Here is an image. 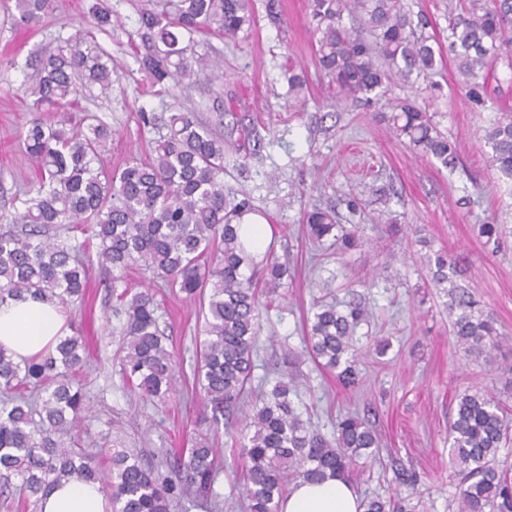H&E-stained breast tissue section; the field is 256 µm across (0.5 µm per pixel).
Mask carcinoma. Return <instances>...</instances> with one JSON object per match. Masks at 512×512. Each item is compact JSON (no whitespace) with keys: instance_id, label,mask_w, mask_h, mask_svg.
<instances>
[{"instance_id":"1","label":"carcinoma","mask_w":512,"mask_h":512,"mask_svg":"<svg viewBox=\"0 0 512 512\" xmlns=\"http://www.w3.org/2000/svg\"><path fill=\"white\" fill-rule=\"evenodd\" d=\"M60 0H15L20 19L39 22ZM448 54L457 68L460 90L473 109L485 106L486 74L512 51V0H448ZM97 26L112 22L106 0L88 10ZM357 17L370 34L365 39L343 27L344 15ZM317 62L340 100L369 105L392 84L410 83L412 74L436 67L433 47L416 36L401 0H312ZM253 18L248 0H162L160 8L139 13L142 52L139 67L155 93L170 85L195 86L214 70L210 57L193 51L199 35L248 37ZM117 65L94 41L78 35L40 59L38 77L26 93L38 112L55 119L32 120L23 139L34 161L38 187L33 196L14 199L11 224L0 231V304L33 294L65 308L85 297L89 267L112 276V288L131 269L160 280L198 305L204 339L194 380L214 424L233 414L252 394L253 350L257 340L260 291L275 295L288 269L267 252H248L236 222L252 211L249 199L224 187V159L241 145L226 141L193 112H174L160 122L140 113L143 127L157 132L145 158L109 169L102 158L112 145V129L99 121L71 125L70 112L83 90H107ZM396 138L452 168L456 146L434 123L429 111L408 99L397 101L387 117ZM492 162L512 179V113L505 112L485 132ZM309 237L332 238L340 248L359 245L332 211L303 215ZM79 231L85 240L71 244L61 235ZM435 283L448 284V314L457 343L476 357L495 348V319L477 307L464 273L448 255L437 252L431 268ZM124 314L122 373L141 396L165 401L173 391L175 360L158 324V305L150 289L116 295ZM366 311L353 304L340 311L318 304L307 349L336 373L345 387L358 383L355 332ZM86 343L79 330L60 340L55 352L18 362L0 348V486L21 478L25 498L39 500L61 479L80 474L97 481L112 499V512H171L181 496L215 504V462L219 449L199 442L188 452L152 466L127 450L114 452L105 470L61 437L79 427L87 409L74 373L84 362ZM292 385L279 380L255 394L245 416L248 433L240 440V472L247 512H278L292 481L350 479L359 459L378 451L375 432L347 415L326 437L312 428L289 399ZM451 454L463 481L459 512H512V471L496 464L499 448L512 440L499 401L485 392L464 393L449 425ZM363 512H411L406 499L367 496Z\"/></svg>"}]
</instances>
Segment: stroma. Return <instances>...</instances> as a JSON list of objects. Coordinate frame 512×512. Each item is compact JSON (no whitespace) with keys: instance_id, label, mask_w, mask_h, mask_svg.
Here are the masks:
<instances>
[{"instance_id":"obj_1","label":"stroma","mask_w":512,"mask_h":512,"mask_svg":"<svg viewBox=\"0 0 512 512\" xmlns=\"http://www.w3.org/2000/svg\"><path fill=\"white\" fill-rule=\"evenodd\" d=\"M92 2L61 0L51 17L24 24L14 0H0V216L35 180L20 136L34 116L25 90L36 61L80 30ZM311 3L250 0L258 24L248 38L198 39V54L217 53L224 61L216 79L158 95L136 61L138 13L148 0H109L112 24L89 32L117 61L119 76L109 93L95 89L81 98L72 119L79 124L95 115L111 126L104 162L112 168L145 151L150 134L137 122L141 110L167 115L183 108L225 138L238 139L246 129L259 135L257 156L233 153L224 162L225 185L265 218L272 250L288 267L286 295L262 300L253 387L294 377L295 404L328 436L349 410L373 425L379 452L352 483L358 496L398 492L415 512H458L462 476L448 426L459 396L490 393L512 421V182L501 178L483 140L500 113L512 112V64L503 58L493 66L486 105L472 109L446 53L448 0H404L412 15L425 19L423 36L444 50L442 65L431 79L391 86L372 106H339L316 66ZM293 72L307 80L302 112L286 107ZM404 97L430 100L434 122L457 146L455 168L417 155L391 133L385 116L391 102ZM316 207L334 209L340 224L358 225L362 246L345 252L309 240L301 217ZM376 215L382 223H373ZM482 224L499 225L498 238L480 237ZM441 249L465 269V285L504 335L490 359L468 356L455 341L446 291L433 284L424 265L425 255ZM89 282L84 300L66 312L87 342L79 373L91 407L82 423L84 448L105 464L116 448L154 463L182 453L210 433L208 413L193 390L202 324L197 307L169 289L156 291L160 326L176 356V382L170 398L155 403L120 371L122 318L111 312L117 300L108 273L93 268ZM319 300L340 307L357 301L369 312L356 330L361 382L355 389L343 388L308 353L307 322ZM213 436L221 450L220 506L185 498L172 512H245L233 473L239 443L222 432ZM400 468L416 472L418 484H400Z\"/></svg>"}]
</instances>
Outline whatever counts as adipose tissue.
Returning a JSON list of instances; mask_svg holds the SVG:
<instances>
[{
  "label": "adipose tissue",
  "instance_id": "ef3b65f1",
  "mask_svg": "<svg viewBox=\"0 0 512 512\" xmlns=\"http://www.w3.org/2000/svg\"><path fill=\"white\" fill-rule=\"evenodd\" d=\"M70 333L60 306L35 297L0 306V347L16 360L44 356ZM282 512H362L357 494L348 482L329 478L319 483L293 486ZM37 512H112L99 484L75 474L56 483L43 497Z\"/></svg>",
  "mask_w": 512,
  "mask_h": 512
}]
</instances>
